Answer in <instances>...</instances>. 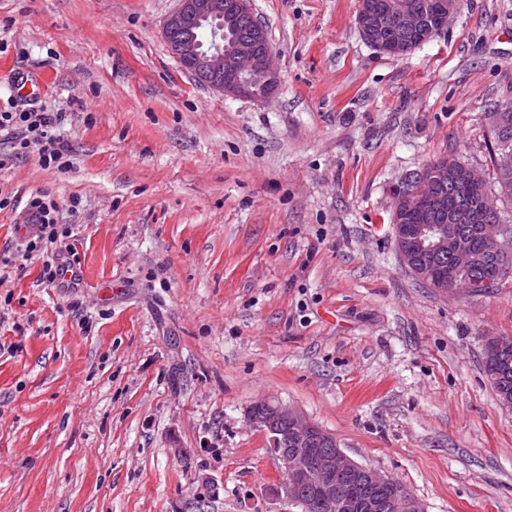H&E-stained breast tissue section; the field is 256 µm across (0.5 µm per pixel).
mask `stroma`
I'll use <instances>...</instances> for the list:
<instances>
[{
    "label": "stroma",
    "instance_id": "stroma-1",
    "mask_svg": "<svg viewBox=\"0 0 512 512\" xmlns=\"http://www.w3.org/2000/svg\"><path fill=\"white\" fill-rule=\"evenodd\" d=\"M178 0H0V109L63 112L47 194L79 285L0 282V512H298L246 413L301 411L422 512H512V405L484 337L512 281L442 294L401 265L390 189L441 157L492 173L512 101V0H461L410 54L358 0H254L277 91L198 83L162 27ZM44 76L39 88L23 76ZM80 196L79 212L66 211Z\"/></svg>",
    "mask_w": 512,
    "mask_h": 512
}]
</instances>
